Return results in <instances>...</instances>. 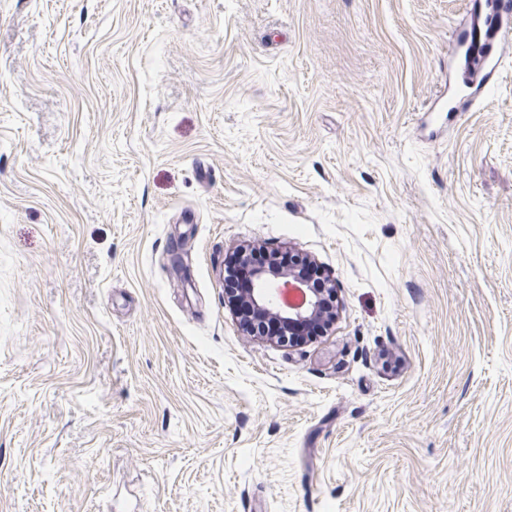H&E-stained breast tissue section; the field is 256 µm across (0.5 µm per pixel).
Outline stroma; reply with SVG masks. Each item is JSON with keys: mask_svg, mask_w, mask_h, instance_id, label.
<instances>
[{"mask_svg": "<svg viewBox=\"0 0 512 512\" xmlns=\"http://www.w3.org/2000/svg\"><path fill=\"white\" fill-rule=\"evenodd\" d=\"M467 0H0V512H512V53ZM338 318L243 335L239 245ZM469 28L452 40L450 54L464 58L467 81L471 78L468 64L471 55L478 58L483 67L493 70L499 62L502 44L511 40L512 2L510 0L471 1ZM273 262L272 254L262 248H253L245 258H236L225 288L230 297H244L252 286L253 271Z\"/></svg>", "mask_w": 512, "mask_h": 512, "instance_id": "1", "label": "stroma"}]
</instances>
